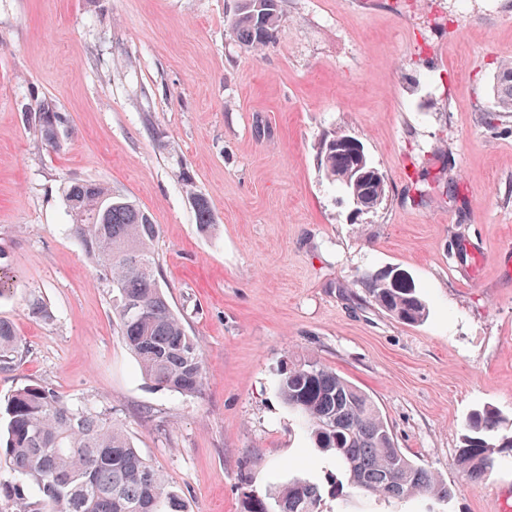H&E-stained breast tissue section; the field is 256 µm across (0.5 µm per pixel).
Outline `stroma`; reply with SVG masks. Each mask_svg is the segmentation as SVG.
<instances>
[{
  "mask_svg": "<svg viewBox=\"0 0 512 512\" xmlns=\"http://www.w3.org/2000/svg\"><path fill=\"white\" fill-rule=\"evenodd\" d=\"M238 0H0V299L19 355L0 402L26 385L111 412L187 512H243L244 493L293 479L321 512H512V461L473 484L461 428L512 420V112L482 122L512 65V0H281L263 50L229 34ZM52 100L57 149L30 111ZM345 132L384 176L358 214L320 161ZM452 164L462 200L415 168ZM132 197L160 231L161 284L202 355L193 396L144 379L100 267L69 230L62 188ZM214 226L202 231L192 194ZM398 268L429 314L406 325L367 303L366 274ZM51 317H32L30 296ZM312 357L368 394L448 501L344 487L278 393ZM442 170L443 178L437 175L431 176V173L427 169L422 168L416 176L411 179L408 194L413 200V203L422 204L428 196V189L432 181L437 182L443 179L448 195L454 199L459 198V182L451 174V164L448 163V167L444 166Z\"/></svg>",
  "mask_w": 512,
  "mask_h": 512,
  "instance_id": "stroma-1",
  "label": "stroma"
}]
</instances>
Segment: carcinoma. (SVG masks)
I'll return each mask as SVG.
<instances>
[{
    "instance_id": "cac0c4a2",
    "label": "carcinoma",
    "mask_w": 512,
    "mask_h": 512,
    "mask_svg": "<svg viewBox=\"0 0 512 512\" xmlns=\"http://www.w3.org/2000/svg\"><path fill=\"white\" fill-rule=\"evenodd\" d=\"M282 22L279 0H239L230 29L251 50L265 47ZM496 106L485 110L493 125L498 113L512 112V66L502 70ZM40 143L57 145L59 115L51 100L35 104ZM337 132L320 145L322 163L340 186L355 168L353 150L327 153ZM443 167V176L421 169L411 179L410 197L421 204L432 182L444 181L447 193L459 198V182ZM384 177L362 178L357 189L371 199L386 196ZM71 230L89 260L103 268L112 289V313L121 336L137 359L141 374L154 385L192 396L200 392L205 373L200 350L174 313L159 281L152 251L159 226L129 196L108 186L74 182L64 190ZM198 223L207 232L212 216L207 201L194 198ZM369 301L398 321L414 325L428 308L414 283L402 273H371L365 282ZM14 326L0 319V364L17 358ZM279 392L310 431L316 447L331 453L348 483L357 491L384 498L432 496L444 500L452 490L425 466L397 448L391 430L372 398L313 359L284 363ZM0 454L17 475L1 484L0 496L13 501L16 512H186L182 497L168 488L161 474L138 453L112 415L94 406L74 405L55 390L40 385L17 389L0 406ZM509 422L487 407L474 411L464 424V445L457 466L471 481L487 479L502 455L512 452ZM320 489L294 479L269 497L247 493L244 512H319Z\"/></svg>"
}]
</instances>
